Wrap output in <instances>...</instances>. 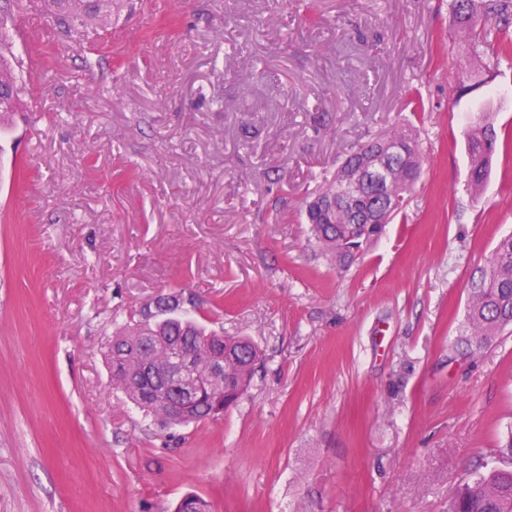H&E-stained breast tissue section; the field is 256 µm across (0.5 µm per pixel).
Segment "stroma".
Segmentation results:
<instances>
[{
    "mask_svg": "<svg viewBox=\"0 0 512 512\" xmlns=\"http://www.w3.org/2000/svg\"><path fill=\"white\" fill-rule=\"evenodd\" d=\"M8 29L45 67L0 132V512H448L500 464L512 331L471 354L465 319L512 233V67L457 99L448 0H161L76 41L29 0ZM402 126L404 213L340 266L303 203ZM168 294L261 351L224 416L169 428L112 388L106 342ZM499 136L493 124L486 122L473 127L467 138L470 165L468 180L473 194L485 183L489 166L497 151Z\"/></svg>",
    "mask_w": 512,
    "mask_h": 512,
    "instance_id": "stroma-1",
    "label": "stroma"
}]
</instances>
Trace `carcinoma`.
Returning a JSON list of instances; mask_svg holds the SVG:
<instances>
[{"label": "carcinoma", "mask_w": 512, "mask_h": 512, "mask_svg": "<svg viewBox=\"0 0 512 512\" xmlns=\"http://www.w3.org/2000/svg\"><path fill=\"white\" fill-rule=\"evenodd\" d=\"M119 2L121 0H45V5L58 24L68 29L82 17L111 15L112 7ZM449 22L473 57L468 66L452 76L455 92L461 99L481 88L486 82L482 75L497 67L500 60L512 59V0H451ZM487 47L495 48V52L484 62L480 54ZM9 54L8 43L0 42V129L9 125V117L18 108L15 73ZM498 140L494 125L488 122L473 127L468 135V180L474 193L484 186ZM382 142L406 147V154L389 158L372 171L373 185L380 186L382 193L370 192L367 202L360 203L356 212L338 220L328 210L330 201L341 197L345 190L338 172L306 206L307 221L315 240L325 254L343 266L351 265L363 245L379 237L385 225L402 210V197L421 171L422 155L415 136L408 129L371 138L351 150L341 168L375 152ZM391 195L401 197L393 207L387 205ZM373 204L381 211L383 223L361 222L362 213ZM179 307L180 298L176 295L145 305L139 311L136 327L115 333L105 353L112 366V385L144 415L155 416L172 426L215 418L228 411L248 391L261 360L259 348L250 340L208 332L199 324L179 317ZM466 323L469 343L477 347L512 325V235L498 241L489 268L480 280L471 284ZM173 343L194 351L199 373L207 370L210 357L229 355L224 360V378L207 381L195 401L182 411L170 410V396L160 392L158 386L170 364L169 345ZM500 453L503 465L461 476L448 495V512H512V431L508 432ZM172 512H210V505L204 498L189 494L175 504Z\"/></svg>", "instance_id": "1"}]
</instances>
